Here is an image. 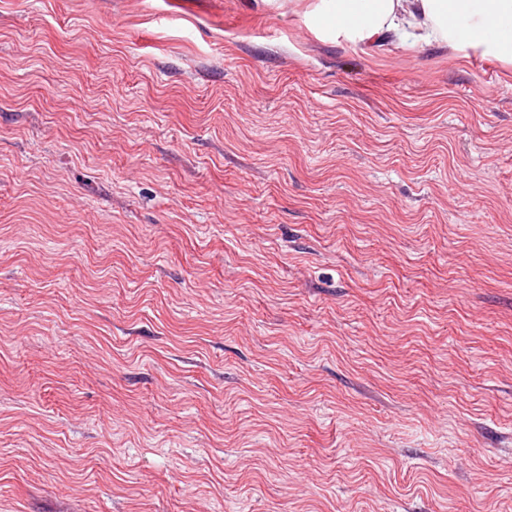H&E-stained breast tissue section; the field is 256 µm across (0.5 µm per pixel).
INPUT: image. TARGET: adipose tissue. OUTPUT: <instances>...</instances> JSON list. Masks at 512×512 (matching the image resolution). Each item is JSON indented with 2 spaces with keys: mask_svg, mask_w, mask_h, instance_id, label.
<instances>
[{
  "mask_svg": "<svg viewBox=\"0 0 512 512\" xmlns=\"http://www.w3.org/2000/svg\"><path fill=\"white\" fill-rule=\"evenodd\" d=\"M303 15L355 48L453 47L466 36L484 54L512 60V0H313Z\"/></svg>",
  "mask_w": 512,
  "mask_h": 512,
  "instance_id": "adipose-tissue-1",
  "label": "adipose tissue"
}]
</instances>
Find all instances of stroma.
<instances>
[{"label": "stroma", "instance_id": "obj_1", "mask_svg": "<svg viewBox=\"0 0 512 512\" xmlns=\"http://www.w3.org/2000/svg\"><path fill=\"white\" fill-rule=\"evenodd\" d=\"M0 512H512V61L0 0Z\"/></svg>", "mask_w": 512, "mask_h": 512}]
</instances>
